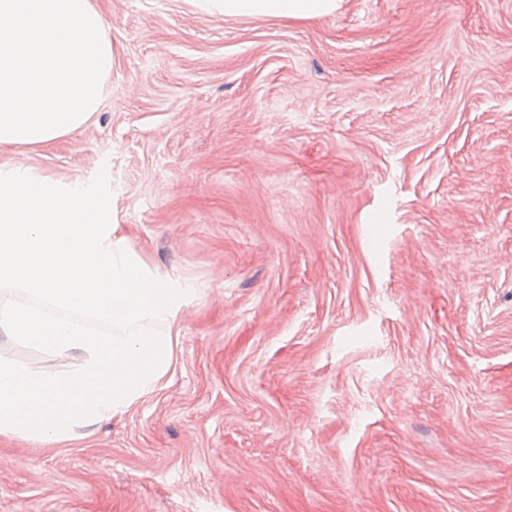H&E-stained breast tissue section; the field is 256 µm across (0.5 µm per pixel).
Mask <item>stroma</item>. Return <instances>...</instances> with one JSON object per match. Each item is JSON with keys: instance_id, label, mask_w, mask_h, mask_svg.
<instances>
[{"instance_id": "stroma-1", "label": "stroma", "mask_w": 512, "mask_h": 512, "mask_svg": "<svg viewBox=\"0 0 512 512\" xmlns=\"http://www.w3.org/2000/svg\"><path fill=\"white\" fill-rule=\"evenodd\" d=\"M92 2L99 111L0 163L106 170L130 252L197 298L122 416L0 434V512H512V0ZM202 6L227 17L314 18L333 13L337 0H201Z\"/></svg>"}]
</instances>
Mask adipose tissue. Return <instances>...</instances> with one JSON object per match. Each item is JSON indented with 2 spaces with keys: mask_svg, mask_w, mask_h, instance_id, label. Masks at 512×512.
Segmentation results:
<instances>
[{
  "mask_svg": "<svg viewBox=\"0 0 512 512\" xmlns=\"http://www.w3.org/2000/svg\"><path fill=\"white\" fill-rule=\"evenodd\" d=\"M201 4L227 17L314 18L333 13L338 0H201Z\"/></svg>",
  "mask_w": 512,
  "mask_h": 512,
  "instance_id": "1",
  "label": "adipose tissue"
}]
</instances>
